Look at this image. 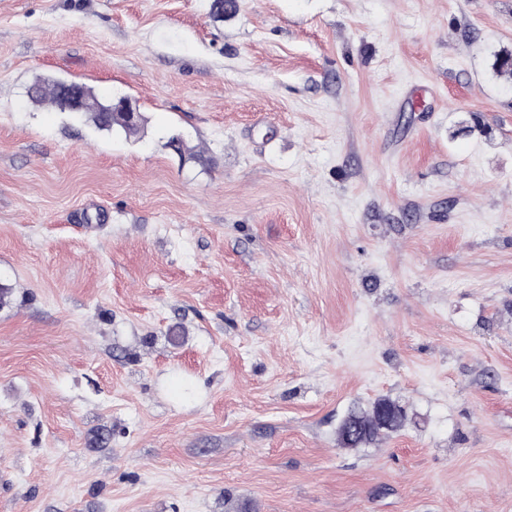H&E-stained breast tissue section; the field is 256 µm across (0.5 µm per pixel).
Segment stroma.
Wrapping results in <instances>:
<instances>
[{
	"instance_id": "35a3bbf8",
	"label": "stroma",
	"mask_w": 512,
	"mask_h": 512,
	"mask_svg": "<svg viewBox=\"0 0 512 512\" xmlns=\"http://www.w3.org/2000/svg\"><path fill=\"white\" fill-rule=\"evenodd\" d=\"M211 3L0 0V512H512V0ZM67 82H47L37 83L28 90L30 99L35 103H42L48 99L58 110H68L84 115L95 128L101 131H119L123 132L126 137H135L139 134L142 122L141 117L134 122L123 113L127 112L131 115V119L138 117L136 107L125 97H121L115 104L121 112H111L112 101L103 103L94 94L93 90L82 83L75 81ZM70 91H79L84 97V107L81 109L82 101L79 97L69 96L64 101V109L61 108L62 100ZM383 404H388L389 406H393L398 410V415L395 417L392 426L384 430L376 426L378 408ZM348 416L354 417V419L362 427L364 433L352 431L348 441H344L338 433L340 444L345 448H360L371 444L381 436L397 432L405 425L408 418L407 410L403 405H401L399 402L392 401L387 398L377 399L371 404L370 407L366 409L360 408L351 410L348 413Z\"/></svg>"
}]
</instances>
